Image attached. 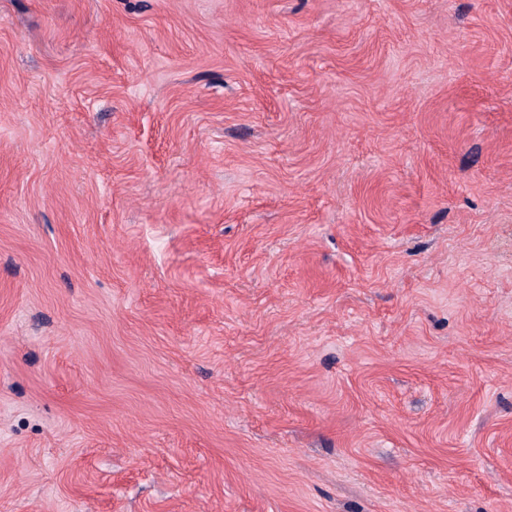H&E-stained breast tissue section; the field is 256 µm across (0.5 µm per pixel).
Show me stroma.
I'll use <instances>...</instances> for the list:
<instances>
[{"label": "stroma", "instance_id": "stroma-1", "mask_svg": "<svg viewBox=\"0 0 512 512\" xmlns=\"http://www.w3.org/2000/svg\"><path fill=\"white\" fill-rule=\"evenodd\" d=\"M0 512H512V0H0Z\"/></svg>", "mask_w": 512, "mask_h": 512}]
</instances>
